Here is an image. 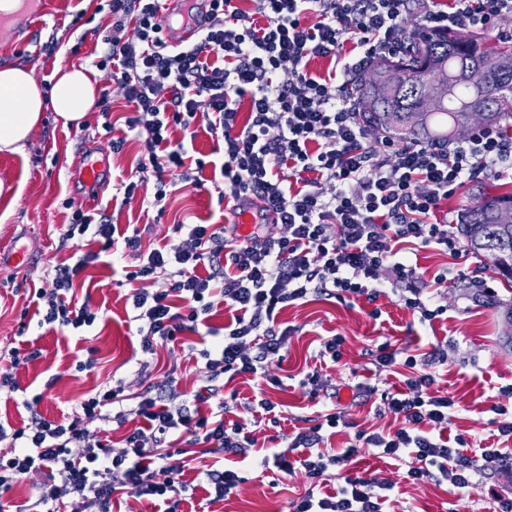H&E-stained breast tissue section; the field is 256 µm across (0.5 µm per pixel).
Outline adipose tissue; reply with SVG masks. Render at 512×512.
Masks as SVG:
<instances>
[{"label":"adipose tissue","instance_id":"1","mask_svg":"<svg viewBox=\"0 0 512 512\" xmlns=\"http://www.w3.org/2000/svg\"><path fill=\"white\" fill-rule=\"evenodd\" d=\"M50 93H43L32 72L0 68V153L20 154L38 126L44 106H51L63 128L80 127L97 96V80L85 69L56 67Z\"/></svg>","mask_w":512,"mask_h":512}]
</instances>
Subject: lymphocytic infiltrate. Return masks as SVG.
<instances>
[{"label": "lymphocytic infiltrate", "instance_id": "f902f5d3", "mask_svg": "<svg viewBox=\"0 0 512 512\" xmlns=\"http://www.w3.org/2000/svg\"><path fill=\"white\" fill-rule=\"evenodd\" d=\"M106 2L112 32L102 38L96 66L111 70L133 104L126 123L146 149L121 184L123 203L135 199L146 175L160 180L166 169L183 166L188 148L172 142L171 131L201 121L224 147L221 199L232 200L235 210H254L257 222L244 235L235 223L178 224L176 243L151 249L139 231H119L106 212L68 201L63 240L87 234L99 248L54 266L51 289L36 293L42 323L72 334L96 323L98 310L76 302L74 287L111 253L128 266L131 319L143 351L154 353L187 331L204 332L213 340L202 352L211 384L177 408L171 375L143 382L129 395L122 386L106 387L60 423L36 413L41 398L33 396L25 404L27 427L10 432L0 425V443L8 445L0 454V493L34 476L38 512H64L70 502L78 512H113L124 494L153 499L158 512H181L186 447L235 456L255 447L247 422L225 421L219 381L250 374L275 383L270 368L281 361L288 336L278 315L288 303L362 296L373 302L389 293L420 322L445 313L429 284L418 280L405 248L432 246L461 256L460 238L440 217L442 204L484 172L512 175V131L490 123L457 141L371 139L346 88L377 57L398 50L410 29L490 31L512 16V0H450L444 11L432 0H253L250 11L235 0H209L208 27L197 42L175 51L166 45L160 0ZM316 57L335 60L334 76L310 72ZM274 226L282 235L271 234ZM220 306L232 319L217 330L207 320ZM374 357L378 366L410 370L404 390L383 397L395 428L358 430L355 445L329 455L318 449L322 431L337 428L342 418L327 408L307 430L289 435L273 464L286 473L301 467L310 480L293 512H384L392 483L349 473L362 448L405 463L410 481L458 489L512 469V447L469 456L465 438L452 445L445 440L456 402L433 393L431 370L446 361L443 346L419 360L384 343ZM129 421L136 427L120 449L91 429ZM300 448L309 456L288 460V452ZM331 465L342 484L324 495L319 485Z\"/></svg>", "mask_w": 512, "mask_h": 512}]
</instances>
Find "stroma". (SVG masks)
Instances as JSON below:
<instances>
[{
  "label": "stroma",
  "mask_w": 512,
  "mask_h": 512,
  "mask_svg": "<svg viewBox=\"0 0 512 512\" xmlns=\"http://www.w3.org/2000/svg\"><path fill=\"white\" fill-rule=\"evenodd\" d=\"M101 0H53L51 11L41 25L21 33L14 41L0 42V67L21 66L31 70L42 90H49L56 66L90 67V52L95 47L94 28L107 25L106 12L100 11ZM57 43L59 52L43 53L42 47ZM98 95L103 107H109L112 131L102 127V107H91L84 126L63 128L52 109H44L24 153H0V245L23 244L27 261L17 266L0 262V367L12 369L19 384L15 393H0V424L21 428L29 422L24 407L26 396L41 394L39 412L56 420L67 416L75 404L98 386L120 382L138 389L139 368L145 356L140 350L136 327L126 312L130 287L125 281L122 264L103 257L80 279L75 293L79 301L101 313L95 325L82 335L70 336L38 324L33 311L36 289L50 287L48 270L68 259L74 252L87 250L88 241L77 237L62 241L61 233L71 212L68 200H82L90 193L80 177L88 153L106 157L109 163L107 183L96 198V209L107 212L119 227L140 228L145 245L159 248L169 245L176 235L173 225L224 224L236 215L220 200L211 182V169H204L202 186L185 185L180 170L166 173L171 195L165 210L142 207L141 196L154 195L157 183L148 179L139 188L138 200L122 205L112 199L113 187L127 178L143 145L127 138L122 117L130 112L121 87L113 82L110 70H97ZM123 139L120 152H113L112 142ZM512 191V178L487 174L467 183L443 205L450 220L461 215L484 195ZM417 274L425 282L450 265L474 272L486 279L495 294L480 301L466 298L455 286L436 290L437 303L447 311L432 323L418 322L394 297L380 296L376 303L357 300L298 301L284 307L280 321L290 334L283 349V360L274 371L281 380L272 388L249 375H239L224 383L225 396L231 397L225 418H245V407L255 398L266 396L282 406L276 420L258 422L257 447L249 458L238 463L243 481L225 496L210 502L207 485L199 473L222 468V459L203 454L200 447L189 452L183 479L189 484L188 500L183 512H290L292 503L305 491L303 474L286 475L276 468L263 467V455L282 450L283 435L306 427L307 417L326 406H334L349 420L343 429L322 444V451L336 453L354 439L355 428L384 433L393 428V418L384 413L382 394L402 388V366L376 368L371 352L382 343L408 350L411 354L428 352L444 343L448 361L435 369V390L454 396L456 405L448 420L449 437L464 436L469 442L503 447L499 435V417L491 406L499 388L512 386V290L506 288L491 257L475 254L451 260L432 248L418 249ZM380 309L373 318L372 309ZM328 336L342 337L339 363L317 358L320 342ZM201 340L197 334L184 335L181 343L158 348L152 361V377L163 380L175 373L179 387L186 392L200 390L207 384L205 361L199 354ZM39 350L37 359L11 367L12 352ZM94 358L93 369H84L87 358ZM318 370L321 381L317 392L304 387L302 379ZM374 387V394L354 395V382ZM359 475H377L394 484L387 512H481L492 497L512 499V471H501L483 478L469 488L457 489L449 484L425 481L414 484L404 477V466L372 455L362 449L354 467Z\"/></svg>",
  "instance_id": "obj_1"
}]
</instances>
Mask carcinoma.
Returning <instances> with one entry per match:
<instances>
[{"label": "carcinoma", "instance_id": "obj_1", "mask_svg": "<svg viewBox=\"0 0 512 512\" xmlns=\"http://www.w3.org/2000/svg\"><path fill=\"white\" fill-rule=\"evenodd\" d=\"M352 95L369 101V127L401 141L453 138L478 115L486 123L512 119V38L489 43L453 31L414 32L399 53L374 61ZM459 231L511 284L512 192L468 209Z\"/></svg>", "mask_w": 512, "mask_h": 512}]
</instances>
